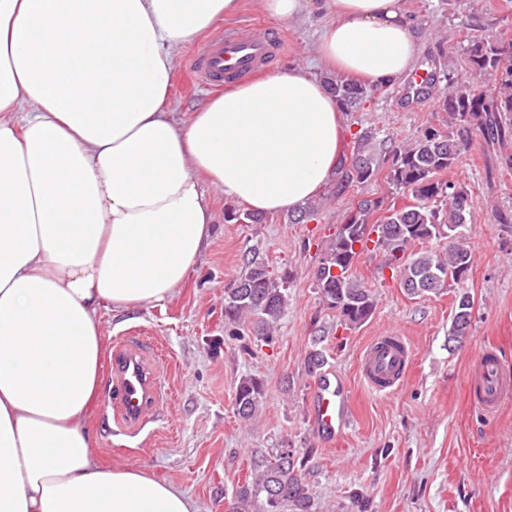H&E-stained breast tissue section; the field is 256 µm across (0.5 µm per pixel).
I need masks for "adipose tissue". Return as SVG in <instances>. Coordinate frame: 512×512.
<instances>
[{"mask_svg":"<svg viewBox=\"0 0 512 512\" xmlns=\"http://www.w3.org/2000/svg\"><path fill=\"white\" fill-rule=\"evenodd\" d=\"M237 0H0V512H200L97 455L100 311L166 301L213 234L208 190L262 214L332 176L342 109L300 68L182 120L175 48ZM317 58L388 84L417 41L400 0H331Z\"/></svg>","mask_w":512,"mask_h":512,"instance_id":"ef3b65f1","label":"adipose tissue"}]
</instances>
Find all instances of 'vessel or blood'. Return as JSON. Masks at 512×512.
<instances>
[{
  "label": "vessel or blood",
  "mask_w": 512,
  "mask_h": 512,
  "mask_svg": "<svg viewBox=\"0 0 512 512\" xmlns=\"http://www.w3.org/2000/svg\"><path fill=\"white\" fill-rule=\"evenodd\" d=\"M282 30L263 25L225 28L202 45L194 63L197 81L220 87L244 77L263 73L273 57L285 52ZM412 350L404 336L389 332L374 337L363 348L358 363L362 381L378 394H388L404 382ZM113 423L119 431L135 435L161 404L165 389L154 343L142 336L117 342L112 355ZM470 401L484 414L498 412L512 399V368L497 352L483 350L476 358L467 382ZM316 428L334 440L349 419L344 382L334 372L323 373L313 400Z\"/></svg>",
  "instance_id": "1"
}]
</instances>
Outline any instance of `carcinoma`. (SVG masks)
Segmentation results:
<instances>
[{
    "instance_id": "obj_1",
    "label": "carcinoma",
    "mask_w": 512,
    "mask_h": 512,
    "mask_svg": "<svg viewBox=\"0 0 512 512\" xmlns=\"http://www.w3.org/2000/svg\"><path fill=\"white\" fill-rule=\"evenodd\" d=\"M469 76L448 79V87L437 103L448 113V128L432 126L408 142L396 145L378 139L374 128L360 132L352 152L339 159L332 194L340 198L350 188L373 181L379 174L377 149L392 156L387 175L397 197L384 201L362 199L339 225L330 248L315 273L316 287L323 303L340 324L350 328L364 324L375 309L371 291L353 274L357 258L370 251L369 244L382 251L385 266L400 278L411 296L440 295L453 285L465 283L473 266V255L465 244L464 230L471 222L472 197L464 185L443 178L473 142L505 144L512 139V41L499 35L475 36L468 43ZM495 77L483 90L473 80ZM325 82L347 112H354L376 91L339 76ZM431 240L448 241L441 256L435 252L415 253L412 247ZM289 276L276 281L264 263L251 259L247 273L224 289V326L239 337L245 322L251 333L270 341L288 302ZM473 300L458 295L448 342L459 344L471 324ZM323 337L314 339L316 348L308 354L305 367L313 375L326 362L317 348ZM263 396V383L256 377L243 378L236 391L235 411L247 419ZM293 451H280L257 464L254 479L238 486L229 512H313L314 500L301 477Z\"/></svg>"
}]
</instances>
